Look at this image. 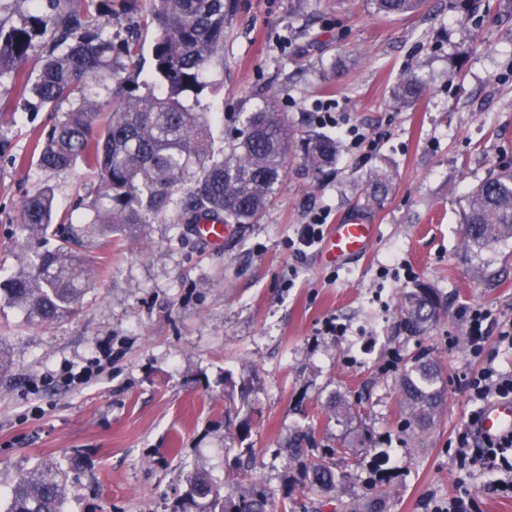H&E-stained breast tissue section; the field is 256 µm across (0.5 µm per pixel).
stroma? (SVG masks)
Masks as SVG:
<instances>
[{
	"instance_id": "stroma-1",
	"label": "stroma",
	"mask_w": 512,
	"mask_h": 512,
	"mask_svg": "<svg viewBox=\"0 0 512 512\" xmlns=\"http://www.w3.org/2000/svg\"><path fill=\"white\" fill-rule=\"evenodd\" d=\"M224 66L206 99L222 102L224 140L271 104L290 132L287 174L262 216L231 224L213 247L158 218L133 235L87 241L90 286L72 319L34 328L0 302V496L19 475L65 474L62 512H172L193 467L224 491L258 482L273 512H345L380 500L382 512H427L454 495L463 472L448 444L473 408L457 382L478 368L462 308L483 304L512 320V238L464 244L467 198L512 161V0H426L409 16L375 14L369 0H234ZM150 0L118 13L112 34L136 32L150 50ZM424 95L394 105L399 77ZM71 108L36 107L0 78V280L34 250L53 248L18 223L24 197L53 198L55 223L81 226L79 199L97 175L84 164L41 167L37 143ZM380 136L356 149L348 128ZM336 138L333 166L306 171L299 145ZM393 188L363 207L368 174ZM327 224L377 226L370 249L333 268L319 247L288 242L310 214ZM431 288L441 311L423 336L399 329L397 301ZM444 367L446 400L417 446L403 428L397 385L420 350ZM308 435L310 457L334 449L335 487L309 489L288 452Z\"/></svg>"
}]
</instances>
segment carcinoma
<instances>
[{"label":"carcinoma","mask_w":512,"mask_h":512,"mask_svg":"<svg viewBox=\"0 0 512 512\" xmlns=\"http://www.w3.org/2000/svg\"><path fill=\"white\" fill-rule=\"evenodd\" d=\"M47 2L49 13L32 14L21 26L0 24V76L13 75L40 106L69 101L72 108L37 145L45 168L67 170L81 161L97 173L96 194L85 204L87 232L97 238L116 231L132 233L158 217L174 224H252L267 208L275 186L286 175L288 125L281 113L259 109L249 113L244 131L224 146V130L209 115L203 93L209 75L224 68V23L230 14L225 0H152L150 21L157 31L151 47V77L157 92L136 93L121 76V56L138 50L134 40L115 43L103 20L87 9L69 10L67 0ZM424 0H371L383 16L418 12ZM49 46L34 81L19 73L37 38ZM412 72L392 91L404 107L423 93ZM112 108L106 125L100 111ZM302 166L321 173L336 161L335 138L314 134L301 144ZM393 173L376 170L365 184V208L388 196ZM20 224L30 236L51 232L57 244L32 254L26 270L0 282V296L22 308L26 323L40 327L76 316L86 287L88 261L68 229L53 230L52 198L43 191L24 199ZM464 224L469 247L487 248L512 238V163L503 164L470 193ZM435 293L420 287L399 303L400 330L423 336L435 322ZM443 369L425 350L403 368L399 384L405 404V426L419 435L433 425L445 401ZM312 487H328L336 474L328 462L303 463ZM65 495L62 473L44 468L20 475L3 512H61ZM203 501L201 512H269L264 488L256 483L223 494L200 469L187 476L179 512Z\"/></svg>","instance_id":"carcinoma-1"}]
</instances>
